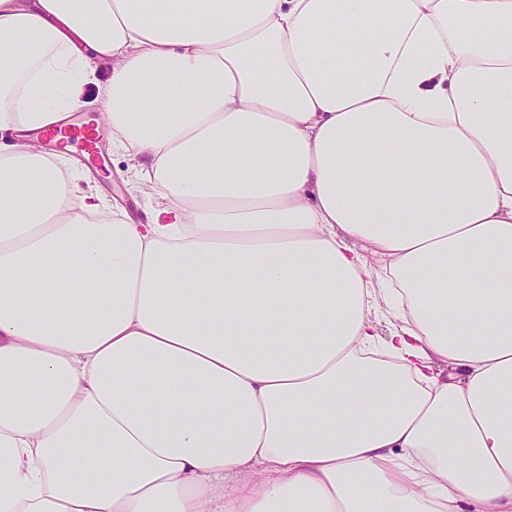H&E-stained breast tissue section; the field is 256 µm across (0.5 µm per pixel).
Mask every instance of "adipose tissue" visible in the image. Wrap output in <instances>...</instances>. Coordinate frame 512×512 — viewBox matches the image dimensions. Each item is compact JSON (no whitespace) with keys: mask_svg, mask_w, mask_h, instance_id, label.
Returning <instances> with one entry per match:
<instances>
[{"mask_svg":"<svg viewBox=\"0 0 512 512\" xmlns=\"http://www.w3.org/2000/svg\"><path fill=\"white\" fill-rule=\"evenodd\" d=\"M1 131L0 512H512V0H0ZM97 89L94 87L86 93L87 104L73 113L76 122L80 120L100 121L101 125V104L96 101ZM105 131L102 147V158L105 168L89 164L77 145L68 147L64 155L71 157L75 166L82 172L83 180L80 182L82 188L88 184L95 187V190L104 196L111 205L116 208L126 209L135 218H144L143 209L148 203L140 193L131 190L130 184L126 183L128 178V159L122 152L112 150L111 130L101 125ZM44 137L53 148L61 149L67 143H78L89 160L93 162L99 158L102 137L98 126L95 124H69L64 128L48 132Z\"/></svg>","mask_w":512,"mask_h":512,"instance_id":"ef3b65f1","label":"adipose tissue"}]
</instances>
